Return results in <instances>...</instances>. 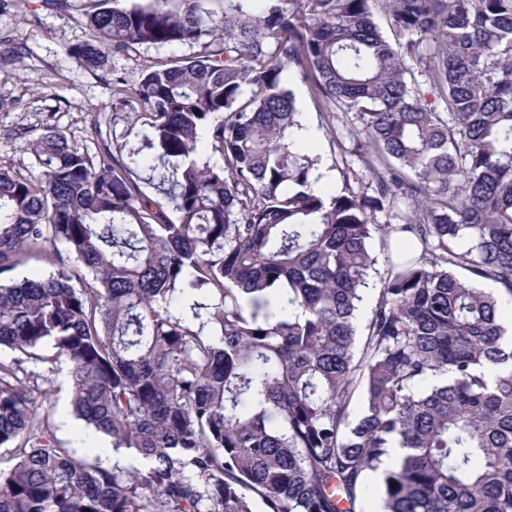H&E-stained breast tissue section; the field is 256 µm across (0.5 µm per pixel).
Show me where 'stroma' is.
Masks as SVG:
<instances>
[{
    "label": "stroma",
    "instance_id": "35a3bbf8",
    "mask_svg": "<svg viewBox=\"0 0 512 512\" xmlns=\"http://www.w3.org/2000/svg\"><path fill=\"white\" fill-rule=\"evenodd\" d=\"M91 9L92 0H72L64 10L48 8L44 0H0V54L15 45L22 48L11 65L0 69V169L30 176L34 167L25 140L49 125L92 153L121 145L141 147L146 129L129 126L125 115L145 109L132 94L145 66L200 52L196 46H140L129 55L109 58L105 70L90 72L77 48L91 38L87 24ZM118 79L126 91L122 97L114 85ZM288 83L312 133L310 147L320 156L316 177L327 179L336 192L347 184L361 189L359 180L344 177L347 169L363 170L352 143L358 118L342 112L337 120H329L314 103L310 84L299 69L290 71ZM23 369L33 396L50 399L57 440L88 459L111 460L109 442L87 431L71 413L67 365L27 362Z\"/></svg>",
    "mask_w": 512,
    "mask_h": 512
}]
</instances>
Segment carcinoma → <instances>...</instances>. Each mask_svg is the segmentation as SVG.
<instances>
[{"instance_id":"cac0c4a2","label":"carcinoma","mask_w":512,"mask_h":512,"mask_svg":"<svg viewBox=\"0 0 512 512\" xmlns=\"http://www.w3.org/2000/svg\"><path fill=\"white\" fill-rule=\"evenodd\" d=\"M382 2L392 38L372 0H94L90 71L203 53L146 67L148 153L50 125L34 174L0 171V275L52 267L0 282V512H355L379 470L382 512H512V0ZM293 68L359 118L372 194L317 189ZM25 362L67 363L126 463L59 443ZM412 207L409 200L400 199L394 203L393 207H386L384 211L376 212L374 222L376 224H403V217L409 215Z\"/></svg>"}]
</instances>
